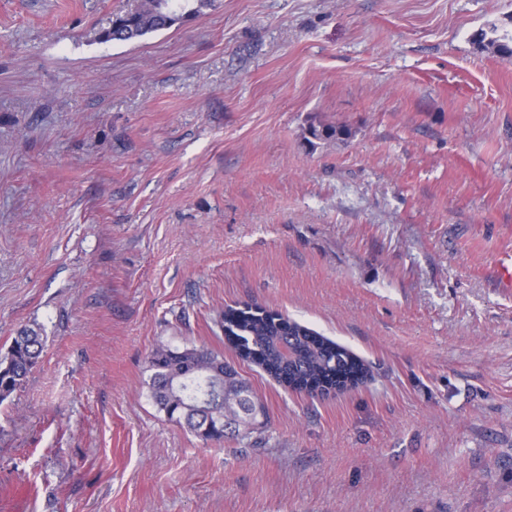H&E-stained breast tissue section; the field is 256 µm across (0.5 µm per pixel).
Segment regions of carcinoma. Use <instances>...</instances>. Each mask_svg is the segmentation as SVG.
Wrapping results in <instances>:
<instances>
[{
  "mask_svg": "<svg viewBox=\"0 0 512 512\" xmlns=\"http://www.w3.org/2000/svg\"><path fill=\"white\" fill-rule=\"evenodd\" d=\"M216 0H140L134 10L113 16L97 34L102 42H127L169 29L197 17ZM497 55L512 61V36L488 40ZM315 140L348 135L342 126H309ZM224 336L238 357L251 362L278 383L297 393L344 392L368 380L366 365L344 347L281 313L244 304L224 310ZM43 351L40 334L21 329L4 354H0V404L23 384ZM151 388L156 403L169 419L183 422L204 440H224L228 419L232 431L251 426L264 412L237 370L218 355L197 348L155 349L149 356Z\"/></svg>",
  "mask_w": 512,
  "mask_h": 512,
  "instance_id": "cac0c4a2",
  "label": "carcinoma"
}]
</instances>
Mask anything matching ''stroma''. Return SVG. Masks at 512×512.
Masks as SVG:
<instances>
[{"label":"stroma","mask_w":512,"mask_h":512,"mask_svg":"<svg viewBox=\"0 0 512 512\" xmlns=\"http://www.w3.org/2000/svg\"><path fill=\"white\" fill-rule=\"evenodd\" d=\"M134 0H0V512H512V0H219L100 42ZM347 137L309 144V125ZM347 347L311 398L237 360L226 307ZM265 415L205 441L158 346ZM42 351L43 340L37 331L24 328L17 332L7 352L0 354V404L23 384ZM148 362L156 403L170 420L184 421L203 440L222 441L226 426L232 425L231 431L236 433L240 426H252L257 416L264 414L237 370L211 351L160 347L150 354ZM206 370L214 372L213 379ZM206 396L210 400L203 406L200 401ZM216 414L227 417L225 426L224 422L217 426Z\"/></svg>","instance_id":"1"}]
</instances>
